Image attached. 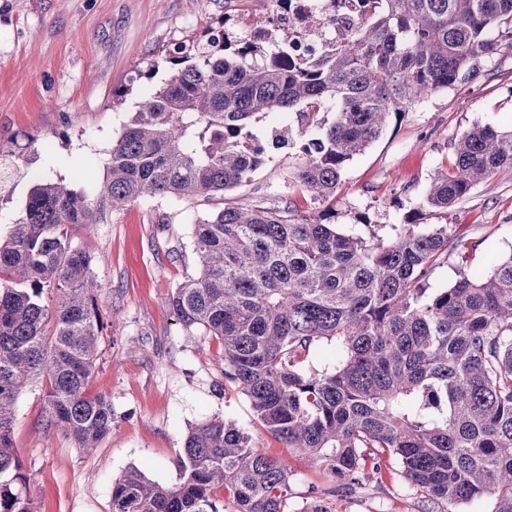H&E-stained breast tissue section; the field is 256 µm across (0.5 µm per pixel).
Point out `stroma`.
Instances as JSON below:
<instances>
[{"instance_id": "1", "label": "stroma", "mask_w": 512, "mask_h": 512, "mask_svg": "<svg viewBox=\"0 0 512 512\" xmlns=\"http://www.w3.org/2000/svg\"><path fill=\"white\" fill-rule=\"evenodd\" d=\"M271 0H0V232L22 217L38 178L95 196L113 144L140 96L170 74L164 58L217 18L257 31ZM159 67L144 73L151 61ZM291 114L271 112L252 131L268 140L290 126L291 146L274 152L229 203L292 199L301 212L329 213L342 231L392 225L419 212L424 224H447L479 242L472 268L512 253V174L481 183L449 210L426 201L431 177L473 125L512 128V47L482 59L456 87L390 116L367 150L348 161L334 204L289 189V166L305 137ZM218 202H135L103 223L77 230L74 242L92 257L102 317L99 359L87 396L112 401V431L84 453L45 425V391L33 380L15 404L13 443L28 476L35 512H110L113 481L129 468L164 486L181 481L179 457L189 429L210 418L244 428L260 452L286 461L285 512H306L312 487L329 474L312 468L255 419L249 400L224 382L220 340L187 332L169 306L183 281L197 276L196 219ZM328 512H419L403 479L357 496L327 500Z\"/></svg>"}]
</instances>
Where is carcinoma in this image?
<instances>
[{
	"instance_id": "1",
	"label": "carcinoma",
	"mask_w": 512,
	"mask_h": 512,
	"mask_svg": "<svg viewBox=\"0 0 512 512\" xmlns=\"http://www.w3.org/2000/svg\"><path fill=\"white\" fill-rule=\"evenodd\" d=\"M272 2L299 13L304 30L328 21L303 0ZM375 2L367 24L312 57L297 54V32L235 36L218 19L168 52L173 73L137 102L95 198L34 185L0 240V512H35L13 445L15 400L32 379L47 385V428L81 450L112 430L111 401L85 395L101 313L91 258L72 230L134 201L224 199L265 164L251 127L269 112L293 113L311 132L292 179L329 202L346 162L391 114L465 79L497 51L491 34L512 40V0ZM502 171L512 172V129L476 125L432 177L427 203L446 210ZM393 230L366 238L289 203H226L195 222L200 273L169 304L185 329L221 340L224 380L260 424L337 480L307 512H328L325 495L384 484L393 462L421 512L487 496L494 512H512V253L432 288L448 251L465 260L468 242L415 214ZM47 287L58 292L51 306ZM180 470L173 487L127 470L112 483L111 512H220L215 486L231 491L234 512H284L287 464L233 420L193 426Z\"/></svg>"
}]
</instances>
